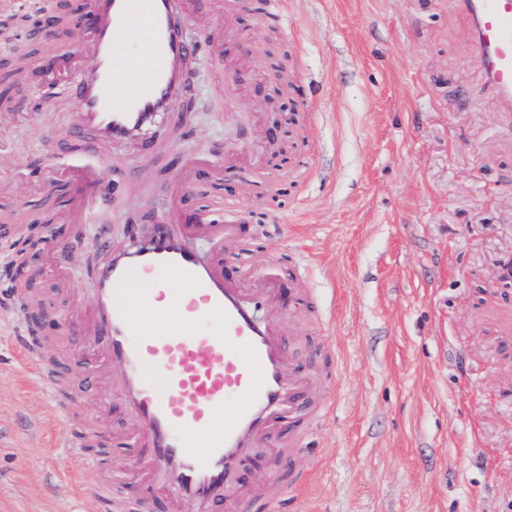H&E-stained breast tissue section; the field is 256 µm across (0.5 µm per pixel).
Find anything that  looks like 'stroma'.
<instances>
[{
    "instance_id": "stroma-1",
    "label": "stroma",
    "mask_w": 512,
    "mask_h": 512,
    "mask_svg": "<svg viewBox=\"0 0 512 512\" xmlns=\"http://www.w3.org/2000/svg\"><path fill=\"white\" fill-rule=\"evenodd\" d=\"M217 25L249 45L234 65L253 86L227 81L206 38ZM187 38L189 119L141 143L73 136L65 75L18 86L0 109V209L19 216L10 254L50 207L54 234H71L78 189L63 167L112 186L68 262L29 255L63 322L91 302L95 270L129 230L240 206L224 271L287 296L282 333L319 419L303 451L253 449L231 499L263 496L273 512H512V112L483 93L467 22L448 0H283L269 20H219L198 0ZM62 47L27 11L0 16V69ZM283 59L292 123L277 164L267 76ZM11 326L0 318V512H87L69 475L184 512L143 469L119 396L87 383L66 330L41 336L70 391L51 398ZM87 429L94 441L66 448Z\"/></svg>"
}]
</instances>
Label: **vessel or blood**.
Returning a JSON list of instances; mask_svg holds the SVG:
<instances>
[{
	"label": "vessel or blood",
	"instance_id": "1",
	"mask_svg": "<svg viewBox=\"0 0 512 512\" xmlns=\"http://www.w3.org/2000/svg\"><path fill=\"white\" fill-rule=\"evenodd\" d=\"M182 2L90 0L84 43L94 64L72 87L79 125L122 141L157 126L167 102L187 91ZM449 4L469 24L486 94L512 112V0ZM133 29L147 48L140 59L125 42ZM137 281L146 287L131 293ZM134 304L152 322L135 321ZM86 318V358L122 365L117 392L148 463L188 512H218L230 474L253 441L274 434L278 418L314 420L281 337L181 225L159 226L145 245L100 266Z\"/></svg>",
	"mask_w": 512,
	"mask_h": 512
}]
</instances>
